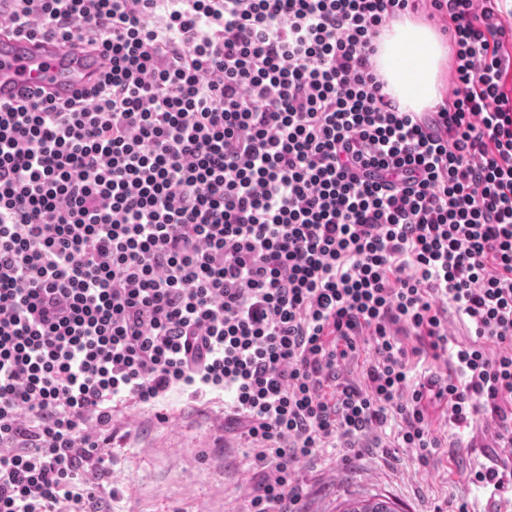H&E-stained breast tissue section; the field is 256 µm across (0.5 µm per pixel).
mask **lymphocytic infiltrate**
Returning a JSON list of instances; mask_svg holds the SVG:
<instances>
[{"mask_svg":"<svg viewBox=\"0 0 512 512\" xmlns=\"http://www.w3.org/2000/svg\"><path fill=\"white\" fill-rule=\"evenodd\" d=\"M424 3L453 89L404 112L375 40ZM0 28L108 61L0 103V512H96L113 407L175 391L229 395L248 512H301L338 438L428 465L438 411L493 429L469 479L512 490L501 0H0Z\"/></svg>","mask_w":512,"mask_h":512,"instance_id":"obj_1","label":"lymphocytic infiltrate"}]
</instances>
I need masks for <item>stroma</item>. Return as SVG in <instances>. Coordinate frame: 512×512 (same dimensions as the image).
<instances>
[{
    "instance_id": "35a3bbf8",
    "label": "stroma",
    "mask_w": 512,
    "mask_h": 512,
    "mask_svg": "<svg viewBox=\"0 0 512 512\" xmlns=\"http://www.w3.org/2000/svg\"><path fill=\"white\" fill-rule=\"evenodd\" d=\"M433 428L456 445L439 449L426 466L412 449L374 447L372 431L361 450L329 448L301 463L305 512H338L342 502L373 494L390 497L400 512H455L464 501L473 512H512V493L493 495L466 477L482 447L493 446L492 430L455 436L441 416ZM108 434L104 512H246L258 475L227 425L223 395L207 402L175 395L152 408L117 405Z\"/></svg>"
}]
</instances>
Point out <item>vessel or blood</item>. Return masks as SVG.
<instances>
[{"label":"vessel or blood","instance_id":"obj_1","mask_svg":"<svg viewBox=\"0 0 512 512\" xmlns=\"http://www.w3.org/2000/svg\"><path fill=\"white\" fill-rule=\"evenodd\" d=\"M107 64L96 53L1 31L0 102H15L34 92L60 101L74 98L96 85Z\"/></svg>","mask_w":512,"mask_h":512}]
</instances>
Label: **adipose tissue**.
I'll list each match as a JSON object with an SVG mask.
<instances>
[{
    "mask_svg": "<svg viewBox=\"0 0 512 512\" xmlns=\"http://www.w3.org/2000/svg\"><path fill=\"white\" fill-rule=\"evenodd\" d=\"M444 49L437 30L404 16L388 24L377 41L375 56L386 92L407 112L433 108L442 99Z\"/></svg>",
    "mask_w": 512,
    "mask_h": 512,
    "instance_id": "1",
    "label": "adipose tissue"
}]
</instances>
